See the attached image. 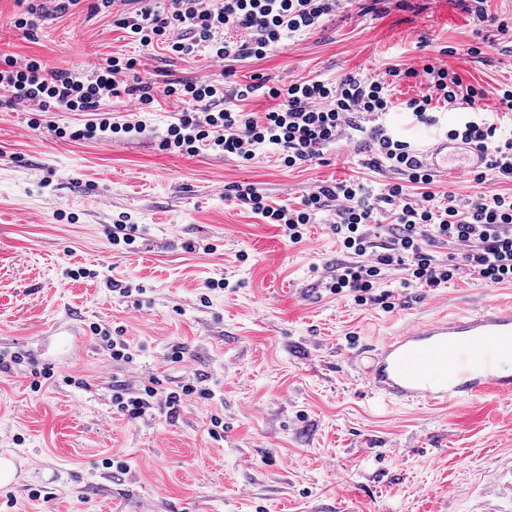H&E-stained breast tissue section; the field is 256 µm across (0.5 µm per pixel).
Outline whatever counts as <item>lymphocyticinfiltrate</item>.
Wrapping results in <instances>:
<instances>
[{"instance_id": "lymphocytic-infiltrate-1", "label": "lymphocytic infiltrate", "mask_w": 512, "mask_h": 512, "mask_svg": "<svg viewBox=\"0 0 512 512\" xmlns=\"http://www.w3.org/2000/svg\"><path fill=\"white\" fill-rule=\"evenodd\" d=\"M135 6L134 15L120 18L122 28L142 46L168 43L181 56L210 49L217 58L259 57L277 46L285 33L315 29L323 16L336 6V0H169L166 10L153 7V0H122ZM233 30L248 31L242 42L228 40ZM133 60L113 58L107 67L92 76L70 69L44 70L37 61L21 64L14 59L0 63V89L9 94L11 104L50 110L86 112L100 101L128 95L139 104L153 100V88L146 82L124 84L123 73L133 70ZM426 73L430 94L407 102L417 121L437 124L432 114L433 100L456 109L462 103H475L483 90L463 86L457 74L438 66ZM166 95L200 104L196 113L178 117L163 140L166 150L194 153L199 147L218 150L225 156L249 161L258 149L276 146L284 162L294 167L321 157L324 149L340 146L346 131L364 132L365 122L385 116L391 100L383 80L350 74L338 84L307 80L270 88L278 106L262 117L251 116L224 106V89L210 81L172 82ZM451 137L474 144L487 155L484 171L476 181L492 182L512 178V136L499 134L495 124L473 113H463ZM378 155L406 178L379 196L391 205L397 231L386 249H379L375 207L366 197L364 184L347 180L318 187L304 196L300 208H273L253 187L238 189V200L254 214L280 225L289 240L301 242L303 230L325 203L335 202L336 219L331 229L353 261L337 266L328 283L336 295H351L357 304L387 303L388 293H376L377 284L391 270L404 272V285L438 288L461 274L478 275L490 285L512 283V195L492 191L468 200L466 208L444 205L428 186L433 174L422 167L410 144L387 135L376 139ZM424 185L425 193L412 196L410 186ZM445 238L458 245L449 263L438 262L428 253L430 240ZM210 389L188 382L166 392L156 377H148L138 389L118 386L112 390L116 413L138 419L163 404L168 419H178L188 398L211 399Z\"/></svg>"}]
</instances>
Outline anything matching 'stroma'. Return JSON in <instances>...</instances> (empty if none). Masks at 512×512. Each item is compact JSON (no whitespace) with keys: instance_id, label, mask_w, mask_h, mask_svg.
I'll list each match as a JSON object with an SVG mask.
<instances>
[{"instance_id":"stroma-1","label":"stroma","mask_w":512,"mask_h":512,"mask_svg":"<svg viewBox=\"0 0 512 512\" xmlns=\"http://www.w3.org/2000/svg\"><path fill=\"white\" fill-rule=\"evenodd\" d=\"M97 3L26 30L12 23L17 0H0V58L89 75L133 57L155 91L139 111L124 95L99 105L135 114L142 133L73 141L54 126H84L91 113L47 112L35 127L0 90V350L22 360L0 371V458L16 468L0 512H512V394L424 408L367 396L363 384L365 351L416 322L512 306V283L463 276L429 290L393 279L381 288L395 309L361 306L325 287L351 258L331 229L334 207L292 243L230 195L250 184L271 207L294 209L339 180L379 193L401 176L377 165L371 138L292 168L274 147L246 163L161 147L186 109L165 95L168 82L217 81L228 97L256 84L233 106L259 116L278 104L269 88L395 67L384 126L418 149L433 129L412 122L406 103L429 93L430 64L485 89L475 111L512 131L496 97L512 89V0H342L265 56L221 60L140 46ZM430 190L462 202L512 195V179L442 176ZM116 224L133 226L132 245H113ZM94 325L121 332L134 362L113 360ZM175 345L177 364L166 360ZM33 364L86 385L31 392ZM148 374L169 389L202 381L215 397L186 402L173 422L158 409L113 414V385ZM214 414L219 438L208 433Z\"/></svg>"}]
</instances>
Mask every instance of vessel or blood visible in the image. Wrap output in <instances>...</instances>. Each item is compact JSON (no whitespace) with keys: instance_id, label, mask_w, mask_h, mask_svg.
Instances as JSON below:
<instances>
[{"instance_id":"b4317fda","label":"vessel or blood","mask_w":512,"mask_h":512,"mask_svg":"<svg viewBox=\"0 0 512 512\" xmlns=\"http://www.w3.org/2000/svg\"><path fill=\"white\" fill-rule=\"evenodd\" d=\"M424 167L455 178L485 165L482 150L443 138L418 153ZM512 337V306L410 325L375 348L365 372L367 391L387 401L442 406L487 393H512V367L495 347Z\"/></svg>"}]
</instances>
